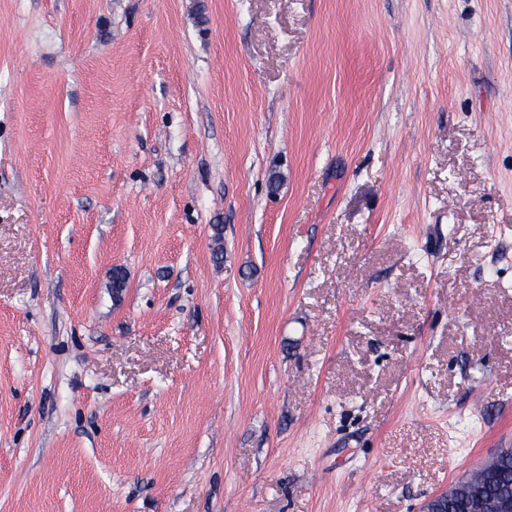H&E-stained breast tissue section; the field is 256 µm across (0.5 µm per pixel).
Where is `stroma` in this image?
Wrapping results in <instances>:
<instances>
[{"label":"stroma","instance_id":"obj_1","mask_svg":"<svg viewBox=\"0 0 512 512\" xmlns=\"http://www.w3.org/2000/svg\"><path fill=\"white\" fill-rule=\"evenodd\" d=\"M510 446L512 0H0V512H421Z\"/></svg>","mask_w":512,"mask_h":512}]
</instances>
